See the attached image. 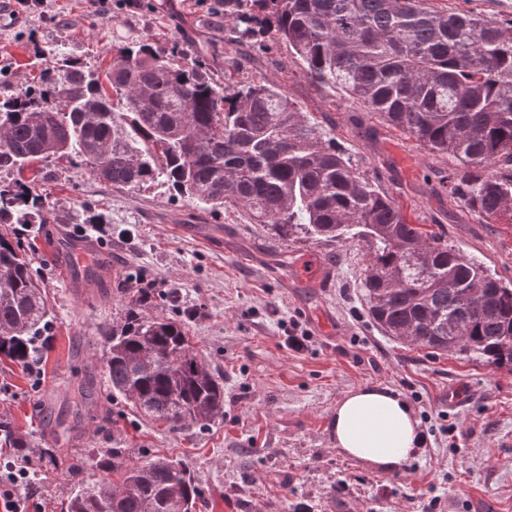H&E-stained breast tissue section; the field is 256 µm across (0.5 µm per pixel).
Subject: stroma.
<instances>
[{
    "mask_svg": "<svg viewBox=\"0 0 512 512\" xmlns=\"http://www.w3.org/2000/svg\"><path fill=\"white\" fill-rule=\"evenodd\" d=\"M203 56L217 83L275 80L315 113L353 165L410 222L512 280V224L468 213L441 181L459 162L429 151L340 89L311 81L287 44L236 54L224 42L222 0H142L102 14L92 0H42L13 16L0 0V97L65 61L103 72L117 37ZM32 193L55 221L33 227L34 268L51 308L43 378L0 364V418L27 441L36 491L30 512H64L73 457L120 448L182 459L204 491L197 512H512V372L473 355L385 336L360 286L365 243L281 236L238 209L210 210L164 186L117 188L53 157ZM104 221L112 266L99 282H68L56 247L90 216ZM146 284L166 291L159 318L179 317L205 365L224 376V414L203 431H172L106 393L101 327L119 324ZM308 334L307 350L287 347ZM388 388L414 410L423 452L378 475L337 452L332 413L347 393Z\"/></svg>",
    "mask_w": 512,
    "mask_h": 512,
    "instance_id": "stroma-1",
    "label": "stroma"
}]
</instances>
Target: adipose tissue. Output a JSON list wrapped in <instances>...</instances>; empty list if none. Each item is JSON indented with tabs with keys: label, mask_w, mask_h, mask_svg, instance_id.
<instances>
[{
	"label": "adipose tissue",
	"mask_w": 512,
	"mask_h": 512,
	"mask_svg": "<svg viewBox=\"0 0 512 512\" xmlns=\"http://www.w3.org/2000/svg\"><path fill=\"white\" fill-rule=\"evenodd\" d=\"M332 432L338 452L378 473L401 470L425 443L412 408L386 388L345 395L332 414Z\"/></svg>",
	"instance_id": "obj_1"
}]
</instances>
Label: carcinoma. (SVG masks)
I'll return each mask as SVG.
<instances>
[{"mask_svg":"<svg viewBox=\"0 0 512 512\" xmlns=\"http://www.w3.org/2000/svg\"><path fill=\"white\" fill-rule=\"evenodd\" d=\"M231 43L286 41L308 78L338 88L389 125L461 166L445 188L488 224L512 223V19L438 10L429 0H224ZM77 157L114 187L160 183L213 209L241 208L283 236L368 243L361 280L370 319L388 336L459 351L512 371V284L407 221L353 167L319 119L276 82L217 84L203 60L133 39L112 43L104 76L75 62L44 69L0 99V360L47 353V300L18 224H49L31 194L35 164ZM140 296L118 328L100 329L107 389L170 430L224 413V381L198 360L185 326L145 313ZM0 447L23 448L0 421ZM119 482L80 478L66 512H196L201 487L179 460L130 465L105 451Z\"/></svg>","mask_w":512,"mask_h":512,"instance_id":"obj_1","label":"carcinoma"}]
</instances>
